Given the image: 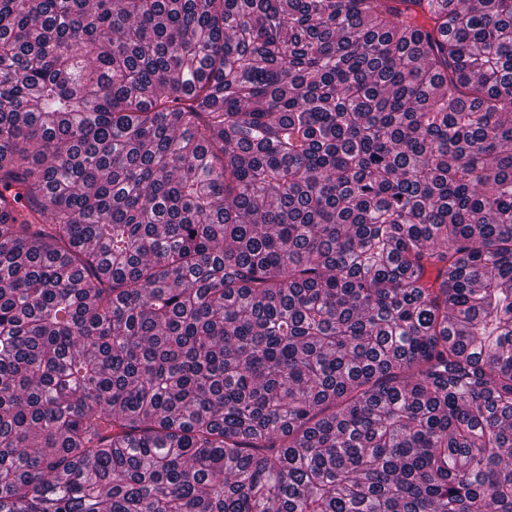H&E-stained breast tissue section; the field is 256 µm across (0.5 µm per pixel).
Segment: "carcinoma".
Listing matches in <instances>:
<instances>
[{"instance_id":"obj_1","label":"carcinoma","mask_w":512,"mask_h":512,"mask_svg":"<svg viewBox=\"0 0 512 512\" xmlns=\"http://www.w3.org/2000/svg\"><path fill=\"white\" fill-rule=\"evenodd\" d=\"M0 512H512V0H0Z\"/></svg>"}]
</instances>
